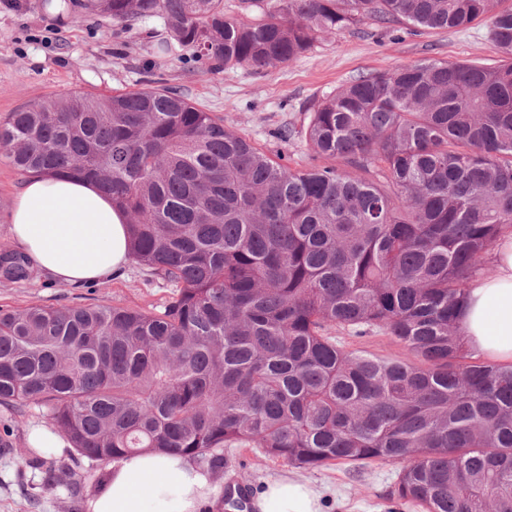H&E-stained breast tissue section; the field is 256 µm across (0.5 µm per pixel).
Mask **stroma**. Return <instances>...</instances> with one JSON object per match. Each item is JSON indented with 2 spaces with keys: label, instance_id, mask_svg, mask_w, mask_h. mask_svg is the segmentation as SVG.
Masks as SVG:
<instances>
[{
  "label": "stroma",
  "instance_id": "stroma-1",
  "mask_svg": "<svg viewBox=\"0 0 512 512\" xmlns=\"http://www.w3.org/2000/svg\"><path fill=\"white\" fill-rule=\"evenodd\" d=\"M42 0H0V121L9 113L70 92L109 94L141 88H170L198 108L221 117L226 126L250 139L290 167L309 162L304 141H283L278 132L309 120L308 106L362 74L390 70L424 59L486 64L500 60L489 38L488 21L465 29H429L404 22L381 28L365 23L340 37L319 41L299 58L260 73L229 69L205 73L201 64L154 52L165 34L164 19L154 16L126 26L73 5L61 19L41 7ZM26 176L0 154V249L13 246L9 212ZM176 288L128 261L121 276L81 288L54 284L39 275L27 283L0 281V308L31 305L94 306L101 304L160 311ZM43 407L27 403L0 406V512H85V502L105 472L104 463L65 448L56 467L75 473L81 483L73 495L51 486L41 471L23 466L31 429L46 424ZM223 471L212 474L221 493L254 496L276 475H294L321 490L326 512H413L393 492L401 464L368 469L336 463L299 469L264 454L259 448H228Z\"/></svg>",
  "mask_w": 512,
  "mask_h": 512
}]
</instances>
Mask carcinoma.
<instances>
[{
    "mask_svg": "<svg viewBox=\"0 0 512 512\" xmlns=\"http://www.w3.org/2000/svg\"><path fill=\"white\" fill-rule=\"evenodd\" d=\"M504 0H87L163 16L160 55L209 71L286 64L365 20L488 19L503 59L362 74L311 104L291 169L168 88L72 92L10 113L0 153L25 174L96 182L131 257L174 284L160 313L0 309V405L32 402L78 455L206 459L260 448L302 469L406 462L394 496L425 512H512V365L458 332L471 279L512 233V4ZM0 251V278L28 281ZM382 332L383 358L336 342ZM47 482L63 475L33 448Z\"/></svg>",
    "mask_w": 512,
    "mask_h": 512,
    "instance_id": "carcinoma-1",
    "label": "carcinoma"
}]
</instances>
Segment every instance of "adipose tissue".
Wrapping results in <instances>:
<instances>
[{"label":"adipose tissue","instance_id":"obj_1","mask_svg":"<svg viewBox=\"0 0 512 512\" xmlns=\"http://www.w3.org/2000/svg\"><path fill=\"white\" fill-rule=\"evenodd\" d=\"M12 240L51 281L66 286L112 279L129 255L126 216L87 180L38 175L16 194ZM493 273L474 279L459 321L471 352L512 363V236L496 241ZM209 473L185 456L136 453L109 466L85 512H200L216 505ZM251 512H322L321 493L294 476H276Z\"/></svg>","mask_w":512,"mask_h":512}]
</instances>
